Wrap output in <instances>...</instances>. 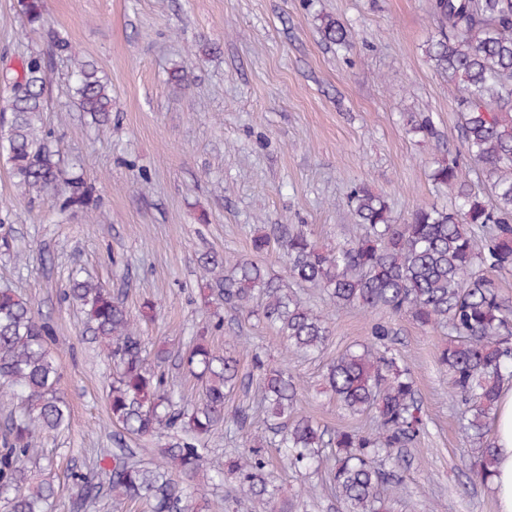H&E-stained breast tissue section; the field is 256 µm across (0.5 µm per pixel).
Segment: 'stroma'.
I'll return each mask as SVG.
<instances>
[{"label":"stroma","instance_id":"1","mask_svg":"<svg viewBox=\"0 0 512 512\" xmlns=\"http://www.w3.org/2000/svg\"><path fill=\"white\" fill-rule=\"evenodd\" d=\"M430 0H43L44 24L31 26L18 0H0V108L10 96L7 73L24 53L48 48L46 33L71 39L112 84V124L89 125L69 101L72 62L52 59L46 124L62 166L82 169L97 188L102 217L59 212L14 187L0 156V286L10 287L46 317L69 401V430L42 441L54 461V512H72L71 471L92 467L117 432L106 403L112 365L86 333L80 310L63 296L73 270L121 293L133 316L154 304L143 325L147 349L165 348L169 380L183 383L178 357L210 316L224 326L216 346L240 361L243 385L229 407H250L251 432L267 431L252 355L269 366L287 362L302 380L298 409L329 432L373 427L345 412L326 388L327 364L346 347L371 339L376 322L391 324L392 345L412 368L426 428L403 449L397 483L383 494L395 512H498L492 486L462 466L467 442L459 407L438 364L444 329H425L384 311L335 310L321 290L289 278L278 251L261 256L271 275L312 308L333 315L324 352L283 360V345L258 315L204 304L198 254L222 253L225 264L252 257L260 228L303 227L323 245L349 237V187L365 182L385 197L396 223L416 206L447 204V188L430 178L435 156L456 153L458 115L447 76L423 53L438 32ZM353 35L346 53L327 44L322 17ZM188 74V85L172 75ZM425 113L443 138L409 132L405 115ZM270 480L294 512H345L326 471L302 476L278 451H267ZM240 494L237 481L208 495L204 512H267Z\"/></svg>","mask_w":512,"mask_h":512}]
</instances>
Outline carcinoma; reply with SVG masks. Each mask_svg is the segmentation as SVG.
Masks as SVG:
<instances>
[{"label":"carcinoma","mask_w":512,"mask_h":512,"mask_svg":"<svg viewBox=\"0 0 512 512\" xmlns=\"http://www.w3.org/2000/svg\"><path fill=\"white\" fill-rule=\"evenodd\" d=\"M19 6L29 24L42 23L41 0H19ZM430 13L439 31L426 42L424 54L448 76L460 118L457 139L484 189L461 182L459 157L443 155L434 161L432 179L454 190L446 206L419 205L398 224L383 196L356 183L346 195L355 222L350 238L325 248L303 230L280 225L255 236L252 249L261 254L276 243L289 277L323 290L338 309L386 311L423 327L447 328L449 341L439 362L462 409L469 445L462 461L487 483L497 457L490 423L504 384L512 382V298L501 292L497 279L512 271V0H431ZM321 31L336 51L351 48L350 34L338 20L325 18ZM49 54L74 61V105L97 127H106L112 85L98 67L78 58L71 41L59 35L51 36ZM53 74L50 60L39 54L19 58L10 82V117L0 125V155L23 193L60 198L63 210L92 213L99 204L94 186L83 174L61 167L53 133L43 122ZM407 123L428 139L439 138L430 115L411 114ZM478 231L488 232L480 247ZM197 265L205 297L238 312L261 300L262 318L283 338L287 352L314 356L325 348L329 315L288 293L258 261L242 259L226 268L223 255L206 252ZM64 296L80 307L86 329L115 368L107 389L112 423L131 436L167 437L160 462L138 461L136 450L118 441L99 452L91 472H72L73 512H90L109 496L142 502L147 512H200L214 482H224L226 474L235 477L243 495L266 500L271 512H291L268 481L265 436H250L247 451L229 458L216 474L203 472L205 438L223 427L243 431L249 420L245 409L225 405L242 377L237 359L209 343L210 330L222 322L199 328L179 358L201 391L197 404L175 394L162 369L167 353L146 349L139 320L120 295L73 275ZM392 335L388 324H374L372 341L345 349L325 374L327 387L349 414H374L376 430L370 433L351 429L327 435L297 414L298 377L268 366L259 352L252 355L277 447L299 472L319 464L322 449H331L329 482L346 512H390L382 488L398 479L400 449L426 427L412 373L389 346ZM52 336L50 324L28 301L0 287V399L11 406L0 435V512H51L53 506L54 480L35 468L43 456L36 441L67 429L71 411L58 392ZM176 473L196 482L193 494L179 486Z\"/></svg>","instance_id":"obj_1"}]
</instances>
